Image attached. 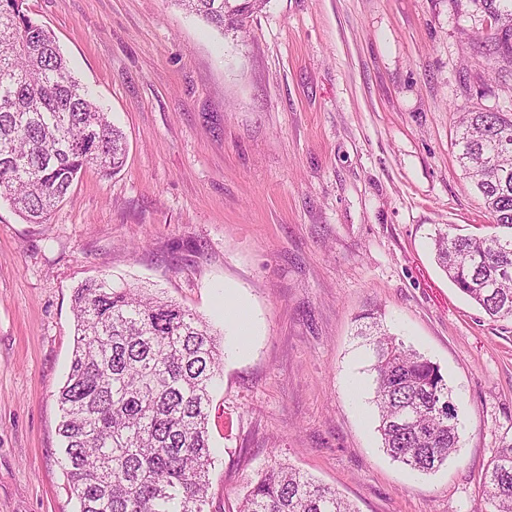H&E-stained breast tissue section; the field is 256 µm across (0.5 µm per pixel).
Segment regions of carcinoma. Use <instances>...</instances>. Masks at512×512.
<instances>
[{
	"label": "carcinoma",
	"instance_id": "obj_1",
	"mask_svg": "<svg viewBox=\"0 0 512 512\" xmlns=\"http://www.w3.org/2000/svg\"><path fill=\"white\" fill-rule=\"evenodd\" d=\"M0 0V196L41 224L88 167L120 170L121 130L72 75L49 29ZM209 24L240 28L266 0H176ZM495 17L488 56L512 63V0H471ZM459 161L499 232L438 230L435 257L455 287L494 320L512 319V119L470 112ZM73 357L59 390L64 469L80 512H206L210 388L219 348L205 321L137 289L91 280L75 289ZM372 351L382 446L431 473L460 448L459 416L439 365L378 323ZM491 512H512V447L483 479ZM239 512H356L336 490L289 466L263 473Z\"/></svg>",
	"mask_w": 512,
	"mask_h": 512
}]
</instances>
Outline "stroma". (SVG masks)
Listing matches in <instances>:
<instances>
[{
    "mask_svg": "<svg viewBox=\"0 0 512 512\" xmlns=\"http://www.w3.org/2000/svg\"><path fill=\"white\" fill-rule=\"evenodd\" d=\"M125 134L124 167L88 169L47 223L0 198V512H79L58 392L71 296L141 288L211 325L207 512H236L287 463L358 512H472L512 446V319L448 280L432 238L494 231L457 161L467 112L512 118V70L471 0H266L217 31L175 0H27ZM251 319L237 335L231 310ZM375 314L437 363L458 454L422 475L382 449Z\"/></svg>",
    "mask_w": 512,
    "mask_h": 512,
    "instance_id": "obj_1",
    "label": "stroma"
}]
</instances>
